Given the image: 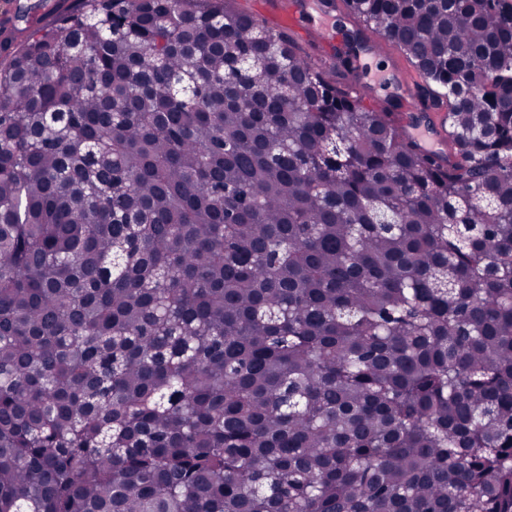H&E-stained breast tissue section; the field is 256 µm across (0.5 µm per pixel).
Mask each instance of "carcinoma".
<instances>
[{
	"instance_id": "cac0c4a2",
	"label": "carcinoma",
	"mask_w": 512,
	"mask_h": 512,
	"mask_svg": "<svg viewBox=\"0 0 512 512\" xmlns=\"http://www.w3.org/2000/svg\"><path fill=\"white\" fill-rule=\"evenodd\" d=\"M427 152L233 0L0 68V512H512V0H345ZM367 62V69L366 63H363L362 61H358L356 63V67L358 68L359 72H363L366 69L364 73L365 81L371 83L369 80V74L373 78L375 76H380L381 78L388 76L390 78V80L386 83L385 91L374 90V95L377 98H382L381 100L392 98L394 102L398 104L395 112H403L401 103L403 102V96L405 94V112H413V110L418 107L420 103V97L417 90L413 86L408 85L404 93L403 87L401 86L397 75L401 76L402 71L406 69L416 77V80H418L419 83L421 82L419 78H417L406 57L397 48L392 46V49L384 57L368 59Z\"/></svg>"
}]
</instances>
